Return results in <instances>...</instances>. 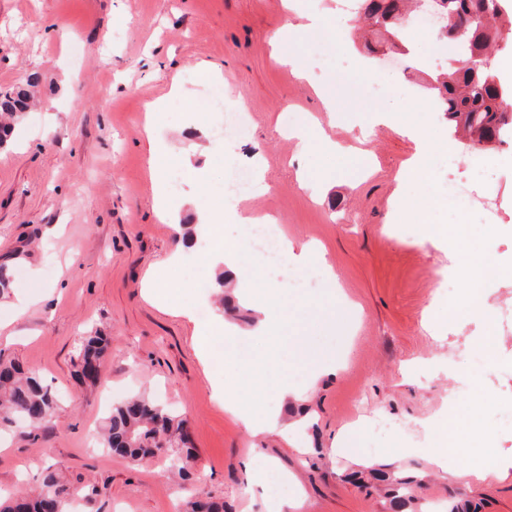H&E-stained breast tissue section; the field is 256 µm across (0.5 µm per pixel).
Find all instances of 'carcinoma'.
Segmentation results:
<instances>
[{"instance_id":"obj_1","label":"carcinoma","mask_w":512,"mask_h":512,"mask_svg":"<svg viewBox=\"0 0 512 512\" xmlns=\"http://www.w3.org/2000/svg\"><path fill=\"white\" fill-rule=\"evenodd\" d=\"M359 14L369 24L399 37L407 0H361ZM446 36L455 38L462 65L448 64L430 87L435 102L448 115L454 133L465 135L475 146L488 147L512 140V115L505 109L512 87L496 80L492 50L503 39L496 26L501 15L499 0H442ZM25 90L0 91V112L17 116L28 107ZM108 340L99 333L82 339L78 352V375L94 382L107 351ZM55 410V398L42 381L26 375L13 361L0 354V426L18 420L38 428ZM101 447L139 462L162 450V446L186 443L185 422L146 396L120 403L104 420ZM92 499L94 492L77 489L49 472L39 489L0 501V512H66L68 499L77 492Z\"/></svg>"}]
</instances>
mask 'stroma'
Wrapping results in <instances>:
<instances>
[{"instance_id":"obj_1","label":"stroma","mask_w":512,"mask_h":512,"mask_svg":"<svg viewBox=\"0 0 512 512\" xmlns=\"http://www.w3.org/2000/svg\"><path fill=\"white\" fill-rule=\"evenodd\" d=\"M316 13L310 0H0V88L38 77L30 85L34 107L0 145V268L9 277L0 295V351L38 376L57 402L38 432L0 427V494L33 491L52 468L74 487L96 490L93 501L76 498L69 512H170L186 491L166 456L135 463L87 441L106 414L102 393L116 404L139 393L185 419L192 484L226 512H396L383 483H360L359 460L333 449L336 435L355 425L363 453H382L394 437L411 448L400 467L423 477L416 512L451 497L478 512H512L511 478L468 477L464 455L446 475L422 449L420 421L450 409L470 445L486 449L488 466L512 457V427L498 418L512 410V327L498 329L500 361L490 370L472 361L480 321L425 330L435 295L461 297L467 280L454 246L421 240L407 213L425 188L441 193L446 174L490 168L495 219L473 225L472 243L511 261L512 152L455 139L444 114L434 112L432 37L403 33L395 69L370 60L354 20L342 32L327 24L285 39L289 25ZM289 54L298 68L281 63ZM205 67L230 83L234 100L225 110L249 116L247 135L233 145L214 136V115L200 108L214 87L201 77ZM371 82L400 89L379 97ZM323 84L332 87L329 108L315 93ZM289 112L311 115L313 131L335 142V151L300 155L282 132ZM375 112L417 117L430 136L451 143L450 171L433 169L428 187L401 181L415 144L388 127L361 137ZM154 140L169 146L166 168L192 161L208 173L205 184H182L162 217L149 170ZM258 159L268 188L242 196L241 210L272 216L289 240L313 243L339 286L290 294L281 337L269 347L275 373L288 375V356L301 341L323 356L351 348L336 370L315 377L303 369V398L281 415L285 435L252 434L225 411L216 395L224 364L201 357L194 343L196 328L221 315L218 291L200 257L170 263L180 225L196 221L187 199L222 190L227 168ZM302 165L325 180L319 197L299 185ZM159 270L175 307L191 306L192 317L147 298ZM35 280L45 295L33 304L26 293ZM346 299L357 314L352 336L324 335L325 319L344 320ZM19 307L25 313L16 321ZM95 331L108 337L110 351L93 383L74 362L79 337ZM432 358L461 362L463 375L405 377L407 367ZM487 394L494 414L472 423L471 410ZM266 458L289 476L293 499L253 485L247 465Z\"/></svg>"}]
</instances>
